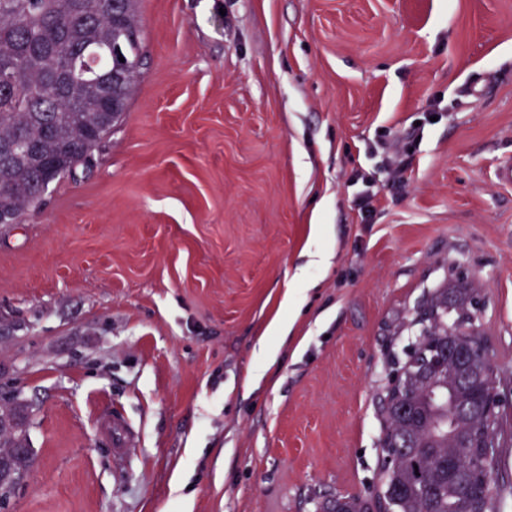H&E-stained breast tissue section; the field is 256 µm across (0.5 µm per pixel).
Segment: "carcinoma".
<instances>
[{"label": "carcinoma", "mask_w": 512, "mask_h": 512, "mask_svg": "<svg viewBox=\"0 0 512 512\" xmlns=\"http://www.w3.org/2000/svg\"><path fill=\"white\" fill-rule=\"evenodd\" d=\"M144 65L137 0H0V217L20 223L49 185L90 161L126 110ZM472 289H439L416 321L412 355L428 350L444 324L470 322ZM430 383L410 366L388 387L381 452L391 457L381 494L338 496L324 512H457L456 486L481 487L470 512H501L492 491L504 444L483 447L502 413L432 404Z\"/></svg>", "instance_id": "carcinoma-1"}]
</instances>
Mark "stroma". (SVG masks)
Wrapping results in <instances>:
<instances>
[{
    "label": "stroma",
    "mask_w": 512,
    "mask_h": 512,
    "mask_svg": "<svg viewBox=\"0 0 512 512\" xmlns=\"http://www.w3.org/2000/svg\"><path fill=\"white\" fill-rule=\"evenodd\" d=\"M140 17L119 122L0 224V412L28 405L34 456L0 512H180L179 471L190 512L368 496L382 388L459 272L512 424V0H140ZM412 128L394 175L383 146ZM315 224L331 263L307 267L294 339L244 387ZM113 411L138 436L121 457L99 430Z\"/></svg>",
    "instance_id": "obj_1"
}]
</instances>
